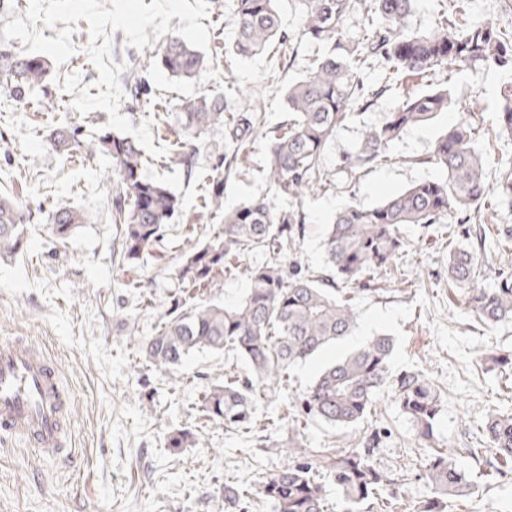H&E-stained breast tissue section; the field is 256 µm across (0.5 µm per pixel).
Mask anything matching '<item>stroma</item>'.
Instances as JSON below:
<instances>
[{
  "instance_id": "1",
  "label": "stroma",
  "mask_w": 512,
  "mask_h": 512,
  "mask_svg": "<svg viewBox=\"0 0 512 512\" xmlns=\"http://www.w3.org/2000/svg\"><path fill=\"white\" fill-rule=\"evenodd\" d=\"M277 8L287 43L240 57L230 50L233 0H210L203 24L220 77L203 84L171 77L151 62L149 50L128 46L123 31L110 33L115 63L149 65L148 92L124 94L120 112L133 126L150 122L154 146H166L167 152L149 157L145 174L165 181L181 203L163 242L149 248L134 268L116 258L112 211L117 186L105 176L110 159L60 156L50 145L52 130L61 126L77 130L85 141L108 129L107 112L84 115L72 105L80 89L93 96L100 92L98 70L86 52L87 21H78L71 37L75 55L65 64H51L46 96L16 102L0 95V193L27 203L32 211L22 254L0 261V339L20 337L44 348L57 362L72 399L66 429L70 455L44 458L22 442H0V512H273L259 487L287 464L295 447L314 460L328 449H371L373 463L390 480L387 500L394 512H415L429 493L425 459L450 448L473 489L467 497L450 500L448 512H512V466L492 473L468 454L478 447L490 410L512 411V390H505L504 378L475 364L483 352L512 354V321L480 322L465 295L449 288L447 225L408 227L397 270L377 273L374 292L347 293L360 328L394 338L392 373L417 366L434 381L441 414L431 438L419 435L388 388L354 426L295 416L298 394L342 356L340 342L269 384L257 405L256 425L245 435L205 421L202 412V395L211 385L245 375L244 363L234 354L195 352L164 373L141 352L181 295L177 269L183 251L209 239L224 221L223 212L203 209L201 198L229 142L228 130L221 126L205 132L196 151L177 154L173 145L182 135L178 106L183 99L205 91L215 95L224 87L243 104L264 110L240 167L224 181L225 210L269 192V132L288 117L282 90L305 74L316 51L300 39L294 0H279ZM502 80L491 71L459 73L451 83L455 110L406 130L387 161L354 182L339 172V161L365 127L393 111L398 94L387 92L367 111L353 114L325 149L324 181L302 204L305 220L289 262L308 272L323 271L325 228L340 207L350 201L372 207L411 184L438 177L429 161L433 145L443 128L463 115H474L484 130L493 156L485 181L496 187V159L512 153V139L500 132L495 115L494 91ZM59 203L89 217L63 243L54 242L48 219ZM267 260L260 251L245 254L239 270L225 274L216 288L195 292L194 302H235L248 287L244 267ZM183 428L195 434V442L170 450L169 434ZM229 482L247 485L249 497L226 501Z\"/></svg>"
}]
</instances>
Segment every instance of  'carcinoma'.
<instances>
[{"instance_id":"1","label":"carcinoma","mask_w":512,"mask_h":512,"mask_svg":"<svg viewBox=\"0 0 512 512\" xmlns=\"http://www.w3.org/2000/svg\"><path fill=\"white\" fill-rule=\"evenodd\" d=\"M277 0H234L235 54L250 57L276 40L286 42ZM302 19L301 39L322 49L318 59L300 79L288 83L284 102L285 128L273 131L267 146V178L275 196L288 202L282 213L264 197L250 198L224 210V178L237 168L249 145L260 112L224 116L219 96L202 94L181 105L183 130L202 134L224 123L232 130L224 153V171L216 175L205 199L207 207L224 212V224L213 237L184 253L177 276L185 288H199L216 276L236 268L235 261L254 250L273 260L246 268L249 288L234 304L202 303L183 307L174 301L172 317L158 335L143 347L147 361L160 371L180 365L195 351H231L247 366V376L214 384L203 398L209 420L226 429L252 427L255 403L268 381L282 378L290 368L351 335L357 316L349 300L339 296L344 288L371 285V274L395 263L406 246L411 225H448V285L468 296L473 313L490 323L512 319V269L501 268L492 288L474 287L476 273L485 262L483 233L475 224L487 223L484 168L487 153L481 127L474 117L463 116L447 126L431 155L441 175L416 183L377 206L366 208L347 202L326 225L323 249L326 274L314 277L283 269L304 217V196L321 185L322 155L351 114L367 109L374 98L389 90L400 92L399 104L380 123L362 132L357 148L342 157L341 168L350 180L388 158L390 147L404 130L425 124L452 104L449 87L432 82L443 72L448 77L465 69L512 75V29L495 16L470 23L468 0H441L427 32L410 30L407 19L414 0H294ZM367 9L366 27L350 37L347 18L360 6ZM171 75L194 79L207 70L205 55L177 36L167 38L155 51ZM381 63L378 79L369 76L372 63ZM49 75L41 56L15 51L0 36V93L12 98L32 97ZM430 81L429 88L414 91L408 84ZM497 125L512 135V82L497 89ZM58 154L84 151L110 158L118 177L115 224L121 240L119 260L130 267L140 264L148 248L164 240L180 202L170 187L142 176L146 158L129 137L105 133L86 145L76 132L59 129L51 141ZM498 206L512 208V157H500ZM28 219L22 206L0 196V260L19 255L26 242ZM87 222L84 212L65 204L54 207L51 233L58 241ZM393 339L379 333L359 348L323 368L300 393L302 411L341 426L354 425L371 411L380 390L389 385L403 412L431 433L440 414L437 390L417 368L394 377L390 361ZM187 429L173 432L167 447L178 450L193 443ZM481 448L470 455H493L500 463L512 462V413H491L481 429ZM319 471L340 488L349 504L347 512L378 501L389 478L376 468L370 451L349 448L321 456ZM425 477L431 495L419 512H447L448 500L470 494L472 484L446 453L426 459ZM260 494L274 512H325V489L304 449L292 453L280 471L260 485Z\"/></svg>"}]
</instances>
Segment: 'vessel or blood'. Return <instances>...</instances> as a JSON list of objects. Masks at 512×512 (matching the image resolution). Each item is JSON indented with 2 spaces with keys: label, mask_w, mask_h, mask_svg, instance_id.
Masks as SVG:
<instances>
[{
  "label": "vessel or blood",
  "mask_w": 512,
  "mask_h": 512,
  "mask_svg": "<svg viewBox=\"0 0 512 512\" xmlns=\"http://www.w3.org/2000/svg\"><path fill=\"white\" fill-rule=\"evenodd\" d=\"M70 395L54 360L26 340L0 341V438L45 457L67 455Z\"/></svg>",
  "instance_id": "b4317fda"
}]
</instances>
